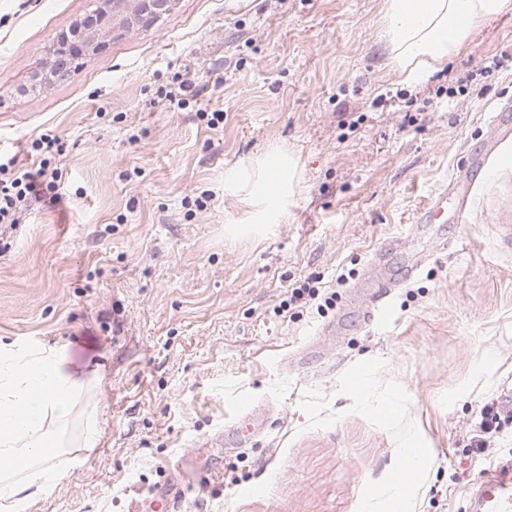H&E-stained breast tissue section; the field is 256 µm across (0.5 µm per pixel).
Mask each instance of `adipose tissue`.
Masks as SVG:
<instances>
[{
	"mask_svg": "<svg viewBox=\"0 0 512 512\" xmlns=\"http://www.w3.org/2000/svg\"><path fill=\"white\" fill-rule=\"evenodd\" d=\"M511 9L512 0H384L377 37L394 69L417 81L457 54L474 27ZM302 189L298 158L279 146L225 171V197L248 208L225 233L284 223ZM96 410L89 383L66 370L63 348L0 342V512H27L81 465L69 449L96 446Z\"/></svg>",
	"mask_w": 512,
	"mask_h": 512,
	"instance_id": "ef3b65f1",
	"label": "adipose tissue"
}]
</instances>
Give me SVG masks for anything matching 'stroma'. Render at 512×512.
Here are the masks:
<instances>
[{"instance_id":"stroma-1","label":"stroma","mask_w":512,"mask_h":512,"mask_svg":"<svg viewBox=\"0 0 512 512\" xmlns=\"http://www.w3.org/2000/svg\"><path fill=\"white\" fill-rule=\"evenodd\" d=\"M97 4L0 0V153L25 157L43 134L66 145L59 202L0 239V340L65 346L100 427L28 512H132L182 482L197 443V467L218 473L177 512H364L416 443L431 463L409 512H467L481 469L512 456V413L484 454L469 447L512 390V144L493 178L474 172L464 223L416 216L512 105V11L409 84L376 38L383 0H176L32 86ZM179 78L195 92L180 108L159 96ZM275 144L300 160L301 197L263 235L227 236L246 207L225 171ZM379 250L395 274L424 260L386 325L350 302ZM305 284L332 306L282 311ZM251 410L260 430L225 452Z\"/></svg>"}]
</instances>
